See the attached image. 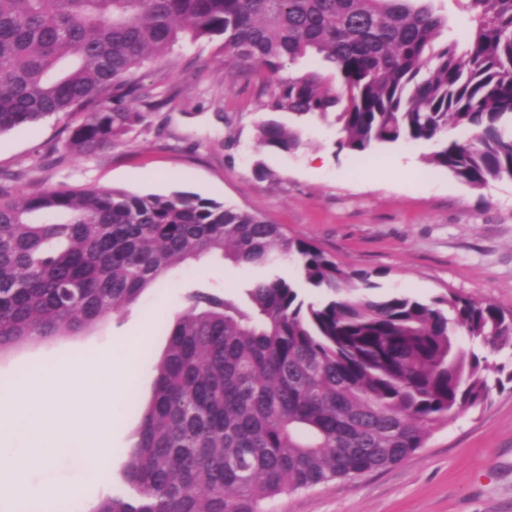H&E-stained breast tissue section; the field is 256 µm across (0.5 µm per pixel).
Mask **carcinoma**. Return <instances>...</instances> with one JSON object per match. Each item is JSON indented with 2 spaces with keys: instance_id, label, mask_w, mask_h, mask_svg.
<instances>
[{
  "instance_id": "carcinoma-1",
  "label": "carcinoma",
  "mask_w": 512,
  "mask_h": 512,
  "mask_svg": "<svg viewBox=\"0 0 512 512\" xmlns=\"http://www.w3.org/2000/svg\"><path fill=\"white\" fill-rule=\"evenodd\" d=\"M465 2L464 41L438 45L447 18L432 0H0V134L81 112L65 150L110 148L149 116L124 105L153 98L137 71L186 35H217L226 68L328 62L339 87L319 71L279 79L271 108L333 115L339 149L431 142V164L485 187L512 179V0ZM257 137L299 145L274 119ZM211 255L270 271L242 298L187 293L137 443L92 512H264L284 492L402 462L512 383V370L458 344L512 347V312L453 293L381 295L372 274L311 242L183 192H0V349L75 334ZM281 261L297 277L278 274Z\"/></svg>"
}]
</instances>
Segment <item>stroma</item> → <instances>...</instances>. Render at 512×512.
<instances>
[{"instance_id": "stroma-1", "label": "stroma", "mask_w": 512, "mask_h": 512, "mask_svg": "<svg viewBox=\"0 0 512 512\" xmlns=\"http://www.w3.org/2000/svg\"><path fill=\"white\" fill-rule=\"evenodd\" d=\"M220 37L180 41L165 65L146 71L159 106L112 148L66 152L65 116L0 134V188L15 198L40 191L118 188L137 195L187 192L280 225L340 265L374 273L384 294L420 300L454 293L512 311V179L476 189L428 164L429 143L396 142L358 156L339 149L334 124L311 117L292 152L259 146L256 125L272 117L270 81L257 69H225ZM265 176H257L256 167ZM258 267L207 260L157 281L134 305L81 330L0 352V383L77 357L117 354L136 336L153 357L168 338L159 326L192 288L240 297ZM130 394L116 404L112 468L135 443L136 396L148 409L156 373L133 358ZM266 512H512V385L489 404L436 429L402 463L352 480L284 493Z\"/></svg>"}]
</instances>
